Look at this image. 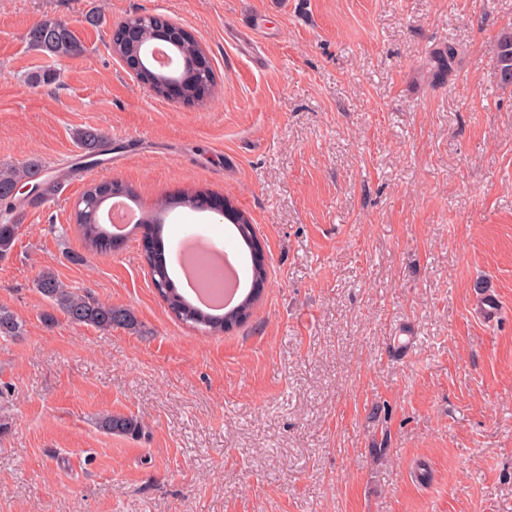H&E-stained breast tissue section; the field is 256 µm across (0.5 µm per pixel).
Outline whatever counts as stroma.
I'll use <instances>...</instances> for the list:
<instances>
[{"mask_svg": "<svg viewBox=\"0 0 512 512\" xmlns=\"http://www.w3.org/2000/svg\"><path fill=\"white\" fill-rule=\"evenodd\" d=\"M135 15L190 31L213 93L127 69L111 37ZM45 19L82 54L34 50ZM510 28L512 0H0V167L61 179L0 259L24 323L0 337V512H512ZM81 128L136 147L86 166ZM110 179L146 211L190 190L250 216L267 278L244 323L177 321L141 231L86 249L75 204ZM190 230L250 267L208 211L167 214L168 250ZM45 272L136 329L45 322ZM104 411L144 434L103 433ZM500 79L505 85L512 84V30H504L498 40Z\"/></svg>", "mask_w": 512, "mask_h": 512, "instance_id": "35a3bbf8", "label": "stroma"}]
</instances>
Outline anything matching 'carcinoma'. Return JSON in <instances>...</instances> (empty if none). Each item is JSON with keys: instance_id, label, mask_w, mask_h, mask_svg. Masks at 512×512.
Masks as SVG:
<instances>
[{"instance_id": "cac0c4a2", "label": "carcinoma", "mask_w": 512, "mask_h": 512, "mask_svg": "<svg viewBox=\"0 0 512 512\" xmlns=\"http://www.w3.org/2000/svg\"><path fill=\"white\" fill-rule=\"evenodd\" d=\"M30 45L40 51H45L58 58H69L83 51L68 25L59 20H45L29 30ZM499 60L501 63L500 79L505 85L512 84V30H505L498 40ZM181 54L191 61V65L183 70L184 91L193 96L199 89V74L201 69L197 62L200 58L198 43L193 39L181 40ZM456 55V49L448 46L436 52L434 61L437 64L436 74L441 75L451 65ZM77 140L90 157L96 156L103 144V136L96 130L86 129L77 132ZM39 166L31 163L22 167L0 168V259L12 250L19 228L21 227L19 213L15 203L14 190L16 185L36 175ZM125 186L115 189L112 184L93 185L81 196L76 211L75 221L82 232L87 248L93 251L112 250L118 248L124 239L115 237L101 223L100 211L102 205L115 195H125ZM197 195H183L177 198H166L161 201L160 209L175 207H196ZM230 216L237 226L242 238L249 244L256 243V234L250 219L242 212L230 210ZM141 224L148 229L149 237L156 243V248L145 258L150 266L164 269L166 264L162 254L161 238L163 228L158 218L144 219ZM36 288L49 301L50 310L43 314L47 321L55 319L59 312L67 320L77 326H93L100 330H110L114 327L132 328L135 317L126 308L114 307L103 303L89 294H78L65 288L60 281L50 274L41 275L36 281ZM261 292L253 288L232 309L222 314H213L204 310L168 286V292L163 296L175 317L185 323L201 326L212 333H220L235 325L243 323L250 315V310L259 300ZM23 334V322L11 311L0 308V336H20ZM98 426L106 433H114L125 437L138 438L143 434V426L133 415L104 413L98 419Z\"/></svg>"}]
</instances>
